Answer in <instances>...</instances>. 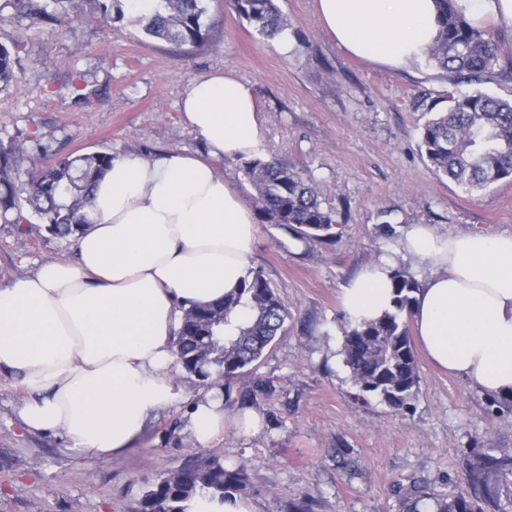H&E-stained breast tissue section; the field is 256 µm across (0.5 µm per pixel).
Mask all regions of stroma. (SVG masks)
<instances>
[{"label":"stroma","mask_w":512,"mask_h":512,"mask_svg":"<svg viewBox=\"0 0 512 512\" xmlns=\"http://www.w3.org/2000/svg\"><path fill=\"white\" fill-rule=\"evenodd\" d=\"M46 5L35 23L0 0V44L18 48V77L0 91V141L34 142L62 153L129 158L205 146L181 120L191 82L218 70L248 81L262 104L260 155L311 173L336 213L337 235L304 245L274 226L259 227L251 260L277 288L291 317L288 333L260 359L253 376L273 390L254 410L255 434L226 425L208 447L187 429L183 405L169 407L124 453L104 460L67 451L63 440L26 432L16 408L22 392L0 375V512H137L168 470L211 452L245 465L241 498L251 512H406L413 482L443 497L463 485L485 448H512V412H497L462 379L418 355L420 390L397 415L361 393L340 353L346 281L394 246L406 225L442 234L512 231V179L467 193L438 179L420 150L431 113L449 96L476 91L512 99V27L489 23L500 67L475 83L426 58L399 69L356 59L329 36L315 0H279L290 22L267 41L224 0H210V40L178 46L145 34L137 13L106 25L88 0ZM74 242L41 226L20 230L0 220V284L39 263L73 258Z\"/></svg>","instance_id":"obj_1"}]
</instances>
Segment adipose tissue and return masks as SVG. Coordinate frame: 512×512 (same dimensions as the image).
<instances>
[{
	"mask_svg": "<svg viewBox=\"0 0 512 512\" xmlns=\"http://www.w3.org/2000/svg\"><path fill=\"white\" fill-rule=\"evenodd\" d=\"M316 10L338 47L391 68L422 57L438 32L434 0H316ZM180 112L206 154L114 158L74 259L0 285V373L18 380L24 429L89 457L123 452L177 403L200 446L226 423L220 386L186 396L173 341L185 309L233 293L249 270L259 229L215 162L257 153L261 105L224 71L195 79ZM401 257L434 269L412 315L427 359L481 393L512 396V233L408 225L392 253L342 286L350 320L392 309Z\"/></svg>",
	"mask_w": 512,
	"mask_h": 512,
	"instance_id": "adipose-tissue-1",
	"label": "adipose tissue"
}]
</instances>
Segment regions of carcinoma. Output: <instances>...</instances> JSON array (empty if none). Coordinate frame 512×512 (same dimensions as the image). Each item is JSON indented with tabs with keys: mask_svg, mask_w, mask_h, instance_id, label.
Masks as SVG:
<instances>
[{
	"mask_svg": "<svg viewBox=\"0 0 512 512\" xmlns=\"http://www.w3.org/2000/svg\"><path fill=\"white\" fill-rule=\"evenodd\" d=\"M98 20H123L125 0H94ZM439 34L428 49L435 66L471 80L495 74L500 67L498 44L489 30L466 19L455 0H435ZM228 6L262 38H274L290 27L278 0H227ZM206 0H156L141 16L146 33L178 45L198 47L210 39ZM16 52L0 45V89L17 78ZM421 150L431 168L469 193L486 190L512 177V99L482 92L449 96L448 108L423 126ZM40 163L21 178L16 143L0 142V218L20 210V200L33 208L53 235L71 237L91 223L92 189L112 166L114 155H59L46 145L35 147ZM232 173L255 191L254 203L263 224L289 232L310 245L336 237L334 209L322 201L305 169L276 158L254 157L235 165ZM417 283L405 272L394 275L393 310L370 322H347L341 354L359 391L372 394L392 412L412 408L420 373L410 337L411 311ZM251 309V321L239 324L237 308ZM288 308L262 270H251L240 288L224 300L185 309L177 332L175 355L185 373L205 385L217 376L228 383L246 373L264 351L287 332ZM269 388L258 378L234 399L239 408L254 404ZM512 475V450L489 448L467 475L468 489L435 498L421 486L411 489L413 506L433 502L431 512H484L480 502L506 512L499 501V481ZM248 486L244 465L230 467L219 455H201L164 473L142 498L139 512H188L196 499L224 502Z\"/></svg>",
	"mask_w": 512,
	"mask_h": 512,
	"instance_id": "carcinoma-1",
	"label": "carcinoma"
}]
</instances>
